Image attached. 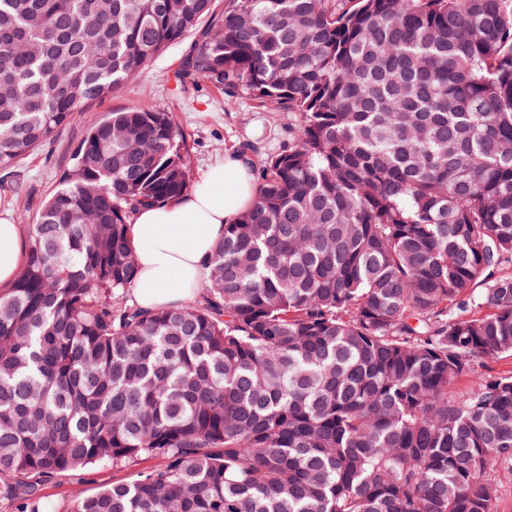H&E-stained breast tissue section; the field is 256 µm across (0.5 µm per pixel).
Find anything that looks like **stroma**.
Masks as SVG:
<instances>
[{
    "label": "stroma",
    "instance_id": "1",
    "mask_svg": "<svg viewBox=\"0 0 512 512\" xmlns=\"http://www.w3.org/2000/svg\"><path fill=\"white\" fill-rule=\"evenodd\" d=\"M190 44L186 38L168 45L123 88L76 112L53 141L23 160L20 171L27 191L16 197L0 194V212L11 213L16 223H31L58 185L87 129L106 113L131 106L147 109L162 104L174 113L196 177L225 152L238 151L247 140L255 147L249 155L252 166H259L268 156L279 153L288 143V127L294 121L291 114L258 108L245 94L226 97L221 88L202 76L184 87L175 81L173 74ZM155 465L152 459L141 461L135 468L109 463L94 465L56 477L44 485L42 494L56 512H71L78 498L129 479L135 469Z\"/></svg>",
    "mask_w": 512,
    "mask_h": 512
}]
</instances>
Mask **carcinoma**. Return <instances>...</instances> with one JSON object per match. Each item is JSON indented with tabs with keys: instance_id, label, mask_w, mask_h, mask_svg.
Instances as JSON below:
<instances>
[{
	"instance_id": "obj_1",
	"label": "carcinoma",
	"mask_w": 512,
	"mask_h": 512,
	"mask_svg": "<svg viewBox=\"0 0 512 512\" xmlns=\"http://www.w3.org/2000/svg\"><path fill=\"white\" fill-rule=\"evenodd\" d=\"M195 39L291 113L206 293L125 299L134 213L191 187L172 112L94 124L0 290V498L161 464L72 512H497L512 467V0H0V191L79 108ZM500 489L498 512H512V471L511 469L494 466L490 471Z\"/></svg>"
}]
</instances>
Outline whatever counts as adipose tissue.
<instances>
[{
  "label": "adipose tissue",
  "mask_w": 512,
  "mask_h": 512,
  "mask_svg": "<svg viewBox=\"0 0 512 512\" xmlns=\"http://www.w3.org/2000/svg\"><path fill=\"white\" fill-rule=\"evenodd\" d=\"M257 180L236 152L225 153L182 197L143 207L129 226L139 272L132 290L142 309L182 305L206 283V262L225 225L252 202ZM25 258L23 228L0 214V286L18 275Z\"/></svg>",
  "instance_id": "adipose-tissue-1"
}]
</instances>
